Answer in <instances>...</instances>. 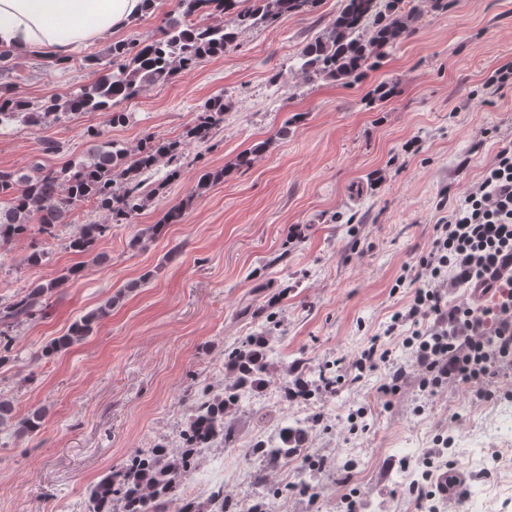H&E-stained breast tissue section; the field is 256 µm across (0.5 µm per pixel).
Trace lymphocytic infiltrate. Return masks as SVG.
I'll return each mask as SVG.
<instances>
[{
    "instance_id": "lymphocytic-infiltrate-1",
    "label": "lymphocytic infiltrate",
    "mask_w": 512,
    "mask_h": 512,
    "mask_svg": "<svg viewBox=\"0 0 512 512\" xmlns=\"http://www.w3.org/2000/svg\"><path fill=\"white\" fill-rule=\"evenodd\" d=\"M512 260V143L498 150L483 177L470 186L447 220L435 227L427 254L399 277L409 285L407 309L392 314L381 336L372 337L354 356L337 384L356 383L384 365L388 380L381 396L396 395L408 371L423 391L434 394L467 387L473 400L492 399L491 383L512 370V278L494 307L466 301L449 304L452 288H471L492 277L497 265ZM402 339L411 361L394 362L383 340Z\"/></svg>"
}]
</instances>
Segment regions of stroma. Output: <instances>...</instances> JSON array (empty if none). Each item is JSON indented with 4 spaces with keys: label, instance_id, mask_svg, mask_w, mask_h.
<instances>
[{
    "label": "stroma",
    "instance_id": "obj_1",
    "mask_svg": "<svg viewBox=\"0 0 512 512\" xmlns=\"http://www.w3.org/2000/svg\"><path fill=\"white\" fill-rule=\"evenodd\" d=\"M342 6L318 0L308 13L241 30L224 55L120 103L126 124L82 112L0 126V170L87 158L92 131L132 152L147 136L186 143L180 177L167 180L169 167L159 163L150 178L156 192L131 223L112 224L85 201L54 238L34 228L0 250V307L32 283L82 269L55 290L45 315L9 331L16 358L0 365V394L17 417L36 408L45 417L34 436L0 427V512H88L87 491L108 467L158 443L178 451L189 393L220 392L225 347L261 334L282 357L267 384L226 416L238 442L215 454L231 498L266 501L265 486L250 476L263 468L270 483L288 488V512H344L351 495L361 512H418L406 466L448 434L452 454L436 460L435 475L463 472L467 492L483 481L499 491L494 512H512V445L494 443L497 459L478 468L461 451L493 408L471 402L464 388L428 398L411 374L387 405L377 370L309 404L277 399L295 358L314 371L350 359L408 305L411 290L396 279L512 141V87L486 83L512 62V0H419L411 35L364 77L308 83L296 58ZM111 44L103 39L65 67L14 58L19 92L37 104L94 82ZM219 93L231 103L221 128L206 143L188 139L200 106ZM47 140L59 143L58 153H43ZM260 143L250 168L233 169L238 154ZM223 167V182L197 192L202 171ZM177 205L181 223L130 247ZM91 223L110 227L96 245L101 265L69 248ZM36 249L46 260L27 263ZM107 302L112 309L90 336L44 356ZM360 408L363 430L350 420ZM315 415L321 424L304 454L271 468L244 457L243 442L267 439L282 417ZM303 481L319 488V499L297 491Z\"/></svg>",
    "mask_w": 512,
    "mask_h": 512
}]
</instances>
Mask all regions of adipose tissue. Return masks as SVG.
Masks as SVG:
<instances>
[{
    "label": "adipose tissue",
    "mask_w": 512,
    "mask_h": 512,
    "mask_svg": "<svg viewBox=\"0 0 512 512\" xmlns=\"http://www.w3.org/2000/svg\"><path fill=\"white\" fill-rule=\"evenodd\" d=\"M143 0H0V44L21 55L68 57L123 32Z\"/></svg>",
    "instance_id": "obj_1"
}]
</instances>
